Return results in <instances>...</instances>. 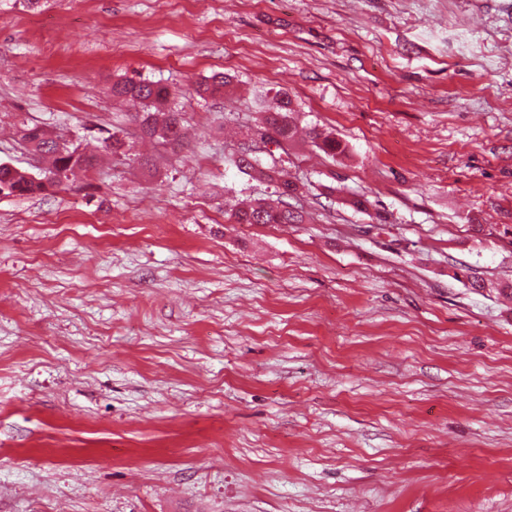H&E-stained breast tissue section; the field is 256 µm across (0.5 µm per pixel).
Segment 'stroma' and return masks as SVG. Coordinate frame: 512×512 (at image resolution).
<instances>
[{
  "mask_svg": "<svg viewBox=\"0 0 512 512\" xmlns=\"http://www.w3.org/2000/svg\"><path fill=\"white\" fill-rule=\"evenodd\" d=\"M259 89L346 147L275 152L299 224L232 217ZM35 126L93 165L0 195V512H512V0H0ZM112 95L117 98H133L139 100L145 110L135 112L133 121L139 124L143 132L155 135L169 144L179 145L185 138L184 125L181 112L169 109L160 128L155 112L157 106L167 100L169 95L166 88L145 80H121L112 85ZM154 108V111H152Z\"/></svg>",
  "mask_w": 512,
  "mask_h": 512,
  "instance_id": "1",
  "label": "stroma"
}]
</instances>
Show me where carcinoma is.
<instances>
[{
  "label": "carcinoma",
  "instance_id": "carcinoma-1",
  "mask_svg": "<svg viewBox=\"0 0 512 512\" xmlns=\"http://www.w3.org/2000/svg\"><path fill=\"white\" fill-rule=\"evenodd\" d=\"M232 78L226 74H215L201 83L197 94L201 96H218L224 93V89L230 87ZM112 95L117 98H133L140 101L144 111L133 115V121L139 124L143 132L150 135H159L169 144H180L185 138L184 125L181 113L176 110H168L163 123H158L154 109L167 100L168 91L145 80H121L112 85ZM259 111L265 113L264 121L258 129L261 141L273 142L280 147L288 145L294 136V114L292 100L288 93L277 91L274 95L268 94L258 97ZM309 138L314 146L325 154L336 157L345 153V148L335 138L318 131L315 128L309 130ZM44 154L52 157L51 174L67 173L76 167H90L93 159L85 154L77 153V150L57 144L48 146ZM224 164L236 168L239 172L251 175L259 172L263 179L276 184V193L279 197V205L271 206L264 198L246 199L238 203L234 212V218L238 224H299L303 221L301 211L292 207L289 200L298 198L301 187L288 180L277 179V169L273 165L260 167V160L256 156L243 159L239 152H233L224 156ZM10 184L11 189L21 195L40 193L44 190L43 184L27 181L10 169L0 166V185Z\"/></svg>",
  "mask_w": 512,
  "mask_h": 512
}]
</instances>
